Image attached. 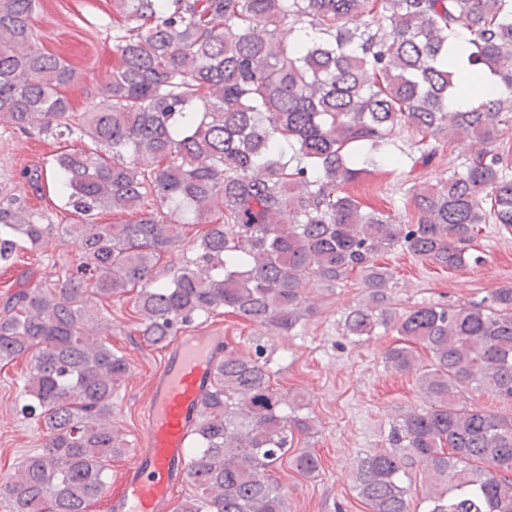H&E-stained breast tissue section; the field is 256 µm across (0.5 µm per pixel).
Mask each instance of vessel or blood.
Returning a JSON list of instances; mask_svg holds the SVG:
<instances>
[{
	"instance_id": "vessel-or-blood-1",
	"label": "vessel or blood",
	"mask_w": 512,
	"mask_h": 512,
	"mask_svg": "<svg viewBox=\"0 0 512 512\" xmlns=\"http://www.w3.org/2000/svg\"><path fill=\"white\" fill-rule=\"evenodd\" d=\"M212 331L179 337L169 348L147 402V427L112 501V512H170L174 487L187 475V447L219 357Z\"/></svg>"
}]
</instances>
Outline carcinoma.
<instances>
[{
	"label": "carcinoma",
	"instance_id": "1",
	"mask_svg": "<svg viewBox=\"0 0 512 512\" xmlns=\"http://www.w3.org/2000/svg\"><path fill=\"white\" fill-rule=\"evenodd\" d=\"M42 0H0V123L89 142L54 157L26 186L0 192V267L33 249L48 225L27 205L54 187L81 220L68 225L78 273L18 289L0 303V364L30 363L22 412L43 423V448L0 480L7 512H90L104 497L123 440L112 392L125 357L95 331L93 299L134 294L152 346L220 309L280 334L311 307L310 285L360 269L368 303L349 336L394 324L406 340L385 352L416 375L429 406L401 415L392 449L361 461L355 489L369 512H410L409 467L423 465L422 512H512V418L457 407L463 386L512 400V286L476 304L387 307L395 247L448 269L471 259L481 224L512 229V0H112V72L76 110V70L43 49L31 25ZM469 34L460 58L450 38ZM491 80L501 92L465 110L448 100ZM408 132L428 164L433 142L478 141L439 187L414 184L409 215L342 189L386 166ZM127 211L125 224L95 213ZM208 224L192 257L157 281L182 228ZM431 355L422 365L411 345ZM261 358L221 348L191 437L193 494L178 512H286L272 472L288 433L307 417L284 412ZM301 475L320 469L305 448Z\"/></svg>",
	"mask_w": 512,
	"mask_h": 512
}]
</instances>
